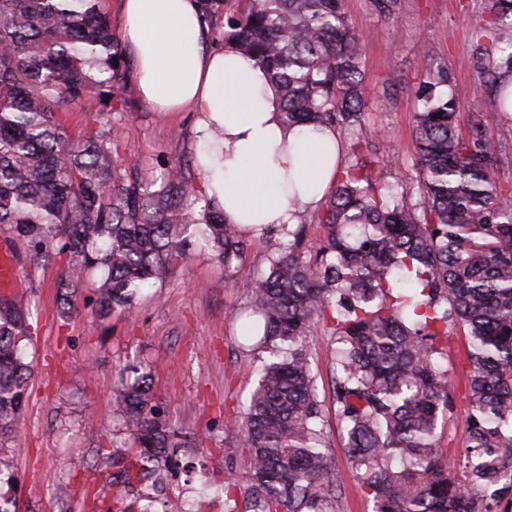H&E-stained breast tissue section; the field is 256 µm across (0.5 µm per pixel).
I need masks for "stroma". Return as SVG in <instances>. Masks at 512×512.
I'll use <instances>...</instances> for the list:
<instances>
[{"label":"stroma","instance_id":"1","mask_svg":"<svg viewBox=\"0 0 512 512\" xmlns=\"http://www.w3.org/2000/svg\"><path fill=\"white\" fill-rule=\"evenodd\" d=\"M487 0H397L392 14L375 0H347L349 23L358 34L369 119L393 146L386 158L388 180L414 185L417 179L412 126L418 102L415 89L429 69L441 67L451 79L461 119L481 114L496 135L512 144V120L497 113L491 88L477 78L480 54L473 36L486 13ZM120 118L119 146L125 168L141 176L159 172L162 162L196 155L191 113L164 117L140 95ZM276 244L268 236L250 238L231 267L196 250L188 265L164 282L144 288L133 315L114 313L97 322L92 291H84L79 313L62 321L55 304L60 267L39 265L22 278L19 298L38 311L34 336L38 361L30 402L18 430L25 442L12 472L0 475V494L14 512H128L131 497L115 499L112 482L124 436L112 412L115 364L137 355L155 369L153 392L159 406L179 428L207 433L193 448L176 449L181 463L206 459L215 484L231 481L247 497L250 476L242 457H227L216 440L234 442L225 417L241 410L268 354L244 351L235 318L247 309L254 278L269 267ZM456 347L448 353V377L455 388L456 413L441 431L443 447L462 453L468 403L463 393L462 328H454ZM320 401L325 449L335 461L338 485L333 512H373L343 447L331 380V338L315 327L307 344Z\"/></svg>","mask_w":512,"mask_h":512}]
</instances>
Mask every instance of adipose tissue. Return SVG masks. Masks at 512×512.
Returning a JSON list of instances; mask_svg holds the SVG:
<instances>
[{
	"label": "adipose tissue",
	"mask_w": 512,
	"mask_h": 512,
	"mask_svg": "<svg viewBox=\"0 0 512 512\" xmlns=\"http://www.w3.org/2000/svg\"><path fill=\"white\" fill-rule=\"evenodd\" d=\"M135 82L158 112L195 116L202 188L230 223L260 232L321 208L344 164L336 129L290 126L262 66L211 46L197 0H121Z\"/></svg>",
	"instance_id": "1"
}]
</instances>
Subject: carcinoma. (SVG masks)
I'll use <instances>...</instances> for the list:
<instances>
[{"mask_svg":"<svg viewBox=\"0 0 512 512\" xmlns=\"http://www.w3.org/2000/svg\"><path fill=\"white\" fill-rule=\"evenodd\" d=\"M211 43L262 64L283 121L329 125L352 137L350 157L321 209L298 211L269 271L253 282L259 320L240 328L271 354L244 412L228 419L254 488L252 512H330L334 462L306 344L324 321L336 344V420L374 512H491L486 492H512V205L496 179L512 144L489 121L462 129L441 68L418 88L412 143L421 198L386 180L389 152L370 123L362 50L345 0H197ZM107 0H0V230L33 267L61 263L57 308L68 320L92 276L97 318L132 314L147 285L204 248L225 267L247 249L240 228L198 187L188 161L160 176L125 174L114 112H127L132 64ZM484 71L498 109L512 105V0H489L479 21ZM87 97L94 125L71 128ZM323 228L313 254L311 225ZM467 329L465 454L441 448L438 425L456 412L445 364L449 326ZM38 320L0 299V474L21 448ZM140 360L117 372L112 406L127 448L126 478L173 448L206 438L173 425Z\"/></svg>","mask_w":512,"mask_h":512,"instance_id":"1","label":"carcinoma"}]
</instances>
